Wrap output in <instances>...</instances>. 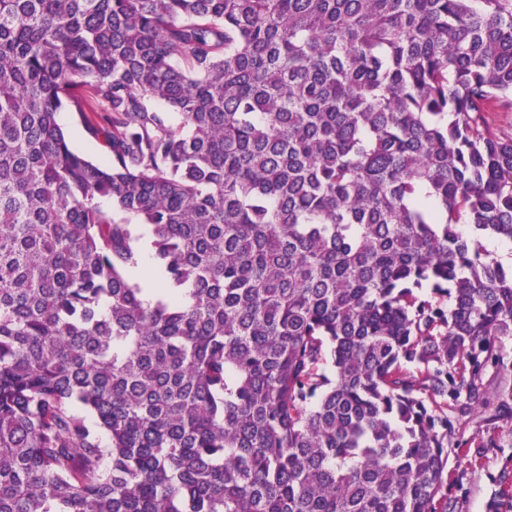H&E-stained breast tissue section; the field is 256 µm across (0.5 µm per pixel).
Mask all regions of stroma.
<instances>
[{
    "label": "stroma",
    "mask_w": 512,
    "mask_h": 512,
    "mask_svg": "<svg viewBox=\"0 0 512 512\" xmlns=\"http://www.w3.org/2000/svg\"><path fill=\"white\" fill-rule=\"evenodd\" d=\"M57 120L76 151L98 162L107 160L103 142L73 112H60ZM501 349L504 367L484 376L490 404L463 418L465 448L448 456V469L457 479L448 490V512H512V420L498 415L499 401L512 396V337L503 338ZM490 438L495 441L491 448L486 445Z\"/></svg>",
    "instance_id": "1"
}]
</instances>
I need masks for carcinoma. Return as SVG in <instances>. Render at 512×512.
Here are the masks:
<instances>
[{"mask_svg":"<svg viewBox=\"0 0 512 512\" xmlns=\"http://www.w3.org/2000/svg\"><path fill=\"white\" fill-rule=\"evenodd\" d=\"M502 112L512 0H0V512H448ZM57 120L76 151L97 162L107 161L108 155L103 142L89 133L76 114L62 111Z\"/></svg>","mask_w":512,"mask_h":512,"instance_id":"carcinoma-1","label":"carcinoma"}]
</instances>
